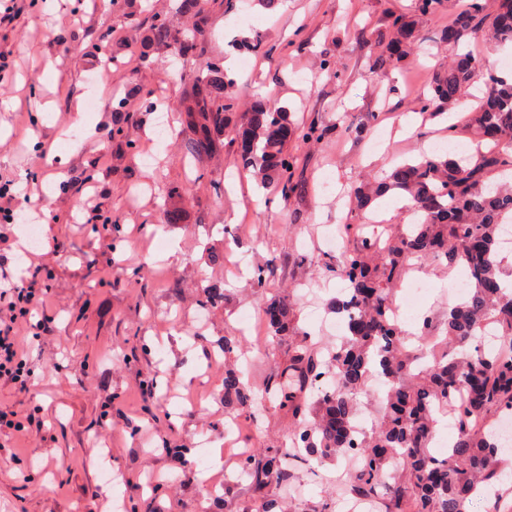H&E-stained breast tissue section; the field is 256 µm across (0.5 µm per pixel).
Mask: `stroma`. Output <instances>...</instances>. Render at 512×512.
I'll return each mask as SVG.
<instances>
[{"label":"stroma","mask_w":512,"mask_h":512,"mask_svg":"<svg viewBox=\"0 0 512 512\" xmlns=\"http://www.w3.org/2000/svg\"><path fill=\"white\" fill-rule=\"evenodd\" d=\"M37 0L10 27H0V51L12 54L0 71V182L11 181L16 211L37 208L41 238L34 255L14 249L0 267L20 281L42 265V283L55 314L39 349L27 359L30 392L0 388V408L31 414L44 409L43 454L30 466L31 439L0 434V512H200V478L231 481L220 512H254L246 484L235 483L244 448L277 447L288 439L286 413H253L224 405V371L209 365L220 336H244V353L229 364L255 397L288 362L289 339H275L262 319L265 302L294 303V326L316 343L334 342L336 315L328 302L339 290L324 263L357 245L344 224L363 223L349 202L360 186L382 178L403 159L447 140L445 116L423 110L433 72L446 69L452 47L440 38L455 0L436 16L419 18L414 0ZM418 26V40L396 66L373 69L377 35L395 16ZM193 36L200 58L177 59L153 40L155 19ZM262 39L265 53L247 42ZM107 43L110 71L94 48ZM341 71L333 79L323 58ZM229 63L238 108L229 113L224 146L193 160L181 108L194 92L200 60ZM258 97L285 108L299 127L319 125L323 141H290L297 188L288 196L260 190L238 172L234 130ZM89 113L92 125L80 121ZM380 121H371L372 113ZM192 189L191 199H178ZM111 217L110 230L93 232L88 199ZM181 206V223L166 213ZM274 262L261 289L250 284L254 266ZM427 282L414 301L420 313L442 319L453 276L424 260ZM219 287L224 308L197 319L199 289ZM156 395L144 396V376ZM112 396L114 426L104 458L96 422ZM187 447L186 459L162 453L163 441ZM111 469L122 491L102 478ZM342 461L312 460L288 488L270 497L288 512H347Z\"/></svg>","instance_id":"obj_1"}]
</instances>
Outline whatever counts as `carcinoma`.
I'll use <instances>...</instances> for the list:
<instances>
[{
	"instance_id": "carcinoma-1",
	"label": "carcinoma",
	"mask_w": 512,
	"mask_h": 512,
	"mask_svg": "<svg viewBox=\"0 0 512 512\" xmlns=\"http://www.w3.org/2000/svg\"><path fill=\"white\" fill-rule=\"evenodd\" d=\"M445 33L454 48L480 34L501 45L512 43V0H472ZM154 38L163 45L175 43L183 56H196V42L174 37L163 21L155 24ZM414 38L411 24L393 18L389 42L400 44L402 51H381L375 68L386 69L403 58ZM480 79L486 91L470 116L480 136L473 157L463 164L423 153L394 166L376 186L355 192L360 211L392 194L408 200L422 222L408 231H386L381 251L372 239L358 235L359 225H344L358 236L357 246L326 267L349 283L347 293L330 302L336 314L347 317V335L328 357L309 343L307 332L293 326L289 301L263 307L271 336L299 337L271 386L278 393V408L290 417L293 444L306 453L287 459L282 448H261L258 455L239 459L240 476L259 500L258 512H274L275 500L265 496L270 484L288 487L294 470L314 457L359 455L348 489L360 498L386 500L384 512H465L466 501L496 477L501 447L486 433L487 417L512 410V352L467 349L488 324L496 326L499 337L512 340V293L500 279L496 259L499 225L505 216L512 217V183L492 181L512 170V76L498 77L469 54L458 53L448 69L433 76V94L422 107L451 110ZM231 85L223 62L201 63L197 91L182 109L184 124L193 132L185 149L197 160L220 149L226 113L233 109ZM314 137H320L315 129L295 127L287 112L258 100L238 130L240 168L261 187L286 196L294 189L288 143ZM415 258L443 259L450 269L466 265L470 289L448 309L443 328L426 316L417 333L408 335L393 318L392 307L403 271ZM199 302L203 309L218 310L224 307V291L203 288ZM375 367L386 389L379 425L367 435L356 429L357 396ZM251 402L240 373L224 366V405L248 408ZM448 408L455 413L457 437L440 457L432 453L431 442L437 415Z\"/></svg>"
}]
</instances>
